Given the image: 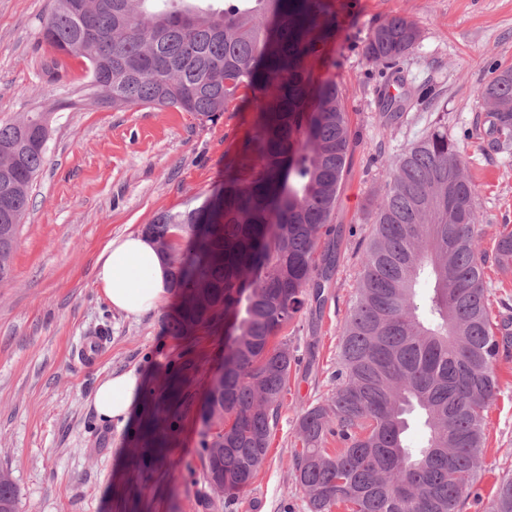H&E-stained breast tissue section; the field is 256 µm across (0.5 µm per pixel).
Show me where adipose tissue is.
<instances>
[{"mask_svg": "<svg viewBox=\"0 0 512 512\" xmlns=\"http://www.w3.org/2000/svg\"><path fill=\"white\" fill-rule=\"evenodd\" d=\"M95 281L112 309L129 317L156 310L169 295L168 263L152 239L140 231L107 241L96 260ZM142 389V378L135 372L108 376L93 395L97 417L125 424Z\"/></svg>", "mask_w": 512, "mask_h": 512, "instance_id": "1", "label": "adipose tissue"}]
</instances>
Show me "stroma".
<instances>
[{
    "label": "stroma",
    "instance_id": "35a3bbf8",
    "mask_svg": "<svg viewBox=\"0 0 512 512\" xmlns=\"http://www.w3.org/2000/svg\"><path fill=\"white\" fill-rule=\"evenodd\" d=\"M333 21L317 25L305 59L313 83L338 85L350 115L351 163L334 224L348 228L342 259L322 310L305 309L287 329L296 355L268 457L249 491L219 512H307L292 458L302 445V406L333 388L339 326L356 285L360 246L391 159L448 115L466 171L476 186L477 244L491 251L512 227V152L498 151L475 126L486 110L477 94L495 69L512 64V0H323ZM53 0H0V122L31 112L53 115L46 161L30 186V207L0 282V469L11 471L19 512H204L201 406L224 364V318L177 336L178 306L168 297L155 311L129 318L109 308L95 282L98 254L113 236L144 230L165 211L202 205L250 136L251 97L212 121L176 108L122 110L78 103L83 60L42 42ZM420 32L398 69L404 116L385 124L379 106L387 69L366 55L371 30L392 16ZM72 98L76 107L59 109ZM102 340L85 362V337ZM133 370L160 405L167 463L142 474L137 436L144 408L124 425L100 422L92 406L97 384ZM501 391L486 414L485 466L475 484L482 498L512 476V354L495 364Z\"/></svg>",
    "mask_w": 512,
    "mask_h": 512
}]
</instances>
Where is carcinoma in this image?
Returning <instances> with one entry per match:
<instances>
[{"mask_svg": "<svg viewBox=\"0 0 512 512\" xmlns=\"http://www.w3.org/2000/svg\"><path fill=\"white\" fill-rule=\"evenodd\" d=\"M54 0L41 39L86 61L89 95L115 108L173 107L213 120L254 94L257 122L224 187L203 205L166 211L145 233L171 251L170 287L183 298V333L209 314L228 322L224 374L200 409L203 478L224 475V502L264 465L294 357L276 338L320 296L339 266L332 224L349 168L351 129L333 80L312 85L302 66L320 0ZM415 25L394 16L368 36L367 56L410 55ZM497 149L512 150V66L478 91ZM50 128L41 112L0 123V281L10 278L29 188ZM475 188L448 113L395 155L364 242L327 398L300 409L296 479L307 512H462L483 467L485 412L500 390V354L485 265L512 273V230L488 255L476 246ZM427 433L408 443L411 420ZM341 447L326 448L328 437ZM484 512H512V477ZM0 512H18L15 482H0Z\"/></svg>", "mask_w": 512, "mask_h": 512, "instance_id": "obj_1", "label": "carcinoma"}]
</instances>
